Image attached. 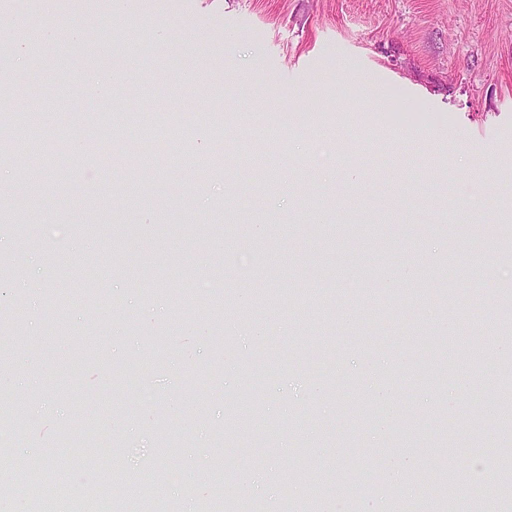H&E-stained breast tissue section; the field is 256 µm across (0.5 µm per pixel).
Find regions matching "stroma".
I'll return each instance as SVG.
<instances>
[{
  "label": "stroma",
  "instance_id": "35a3bbf8",
  "mask_svg": "<svg viewBox=\"0 0 512 512\" xmlns=\"http://www.w3.org/2000/svg\"><path fill=\"white\" fill-rule=\"evenodd\" d=\"M59 6L80 37L42 41L16 75L67 101L48 109L44 139L80 142L93 129L113 152L35 156L30 184L0 163V186L22 204L0 222V256L18 274L0 288L12 363L0 399L27 415L14 460L40 459L76 492L92 484L57 454L79 407L86 439L115 449L105 470L135 481L166 428L178 512L196 507L186 472L206 492L213 459L240 484L272 475L265 512H281L303 459L330 491L355 468L375 470L346 496L352 512H375L412 489L408 473L442 462L465 474L459 497L487 485L473 437L512 448L496 402L512 374V234L490 227L512 218V0ZM93 75L117 77L131 124L89 101ZM49 222L64 225L67 247L46 237ZM467 242L475 263L448 275ZM228 251L253 260L252 282L225 274ZM31 279L38 294L15 298ZM61 281L94 283L96 297L59 293ZM228 293L248 308L261 293L288 298L262 308L278 330L246 334L224 311ZM425 339L449 365L435 386L415 372ZM128 363L150 402L115 382ZM460 376L469 389L452 392ZM230 407L274 425L271 446L227 452ZM448 432L460 447L446 455Z\"/></svg>",
  "mask_w": 512,
  "mask_h": 512
}]
</instances>
